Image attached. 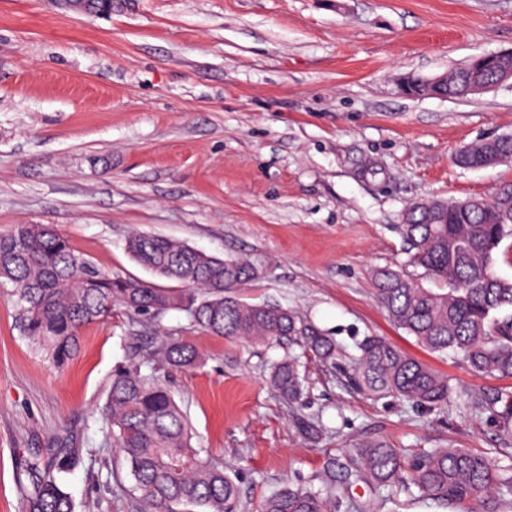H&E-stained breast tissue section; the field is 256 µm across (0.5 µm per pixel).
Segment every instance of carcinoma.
<instances>
[{
	"mask_svg": "<svg viewBox=\"0 0 512 512\" xmlns=\"http://www.w3.org/2000/svg\"><path fill=\"white\" fill-rule=\"evenodd\" d=\"M480 63L448 73L449 87L466 93L468 77ZM488 148L475 142L460 153L466 167L479 169ZM401 231L410 249L409 264L421 267L438 287L427 288L412 275L392 268L374 274L373 297L397 327L433 353L452 354L478 375L512 379V277L495 270L496 256L512 255V188L493 199L429 202L410 206ZM125 249L155 277L177 284L105 273L75 252L49 224H18L0 235V284L12 285L24 334L41 356L57 367L72 360L80 329L112 318H127L126 364L112 374L99 422L129 465L140 512H241L239 489L218 459L203 458L192 447L187 415L170 391L142 366L158 361L172 368L200 363L199 351L174 334L152 340L140 327L169 310L184 312L191 326L252 344L288 342L301 349L278 361L270 384L300 408L306 398L303 359L335 364L346 349L313 322L276 305L250 304L237 288L255 279V266L243 258L209 255L187 244L151 233L128 237ZM357 354L347 386L367 397L392 396L434 410L448 402V378L376 336L355 343ZM512 419V392L495 391L474 403ZM296 429L319 439L322 425L299 414ZM83 460L82 449L65 442L47 457L25 465L20 481L22 512H74L64 479ZM320 487L288 486L268 496L260 512H360L352 489L360 486L382 505L400 495L416 496L447 512L466 502L472 512H505L512 507V467L499 466L482 453L448 446L420 452L405 464L384 440L366 441L340 455L325 457Z\"/></svg>",
	"mask_w": 512,
	"mask_h": 512,
	"instance_id": "1",
	"label": "carcinoma"
}]
</instances>
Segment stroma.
I'll return each mask as SVG.
<instances>
[{
	"instance_id": "35a3bbf8",
	"label": "stroma",
	"mask_w": 512,
	"mask_h": 512,
	"mask_svg": "<svg viewBox=\"0 0 512 512\" xmlns=\"http://www.w3.org/2000/svg\"><path fill=\"white\" fill-rule=\"evenodd\" d=\"M509 49L512 0H112L107 17L0 0V234L52 224L102 271L144 280L125 250L134 230L246 258L259 274L243 301L297 311L349 349L382 337L458 387L427 411L349 391L346 362L309 361L305 413L325 424L311 443L268 382L288 345L215 336L168 311L157 327L202 361L159 374L247 512L284 486L318 485L325 454L371 439L409 459L452 444L512 463V423L467 401L512 379L419 346L371 281L406 264L407 206L512 185V165L456 161L512 134V81L444 100L406 96L402 77ZM80 334L78 354L54 368L0 286V512L22 510L25 461L67 439L84 450L65 480L75 512H139L98 421L127 322L117 313Z\"/></svg>"
}]
</instances>
